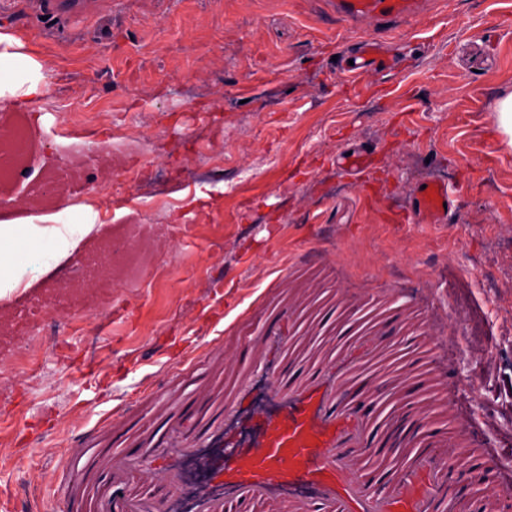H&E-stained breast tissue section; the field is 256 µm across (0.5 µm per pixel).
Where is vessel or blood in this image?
<instances>
[{
  "instance_id": "1",
  "label": "vessel or blood",
  "mask_w": 512,
  "mask_h": 512,
  "mask_svg": "<svg viewBox=\"0 0 512 512\" xmlns=\"http://www.w3.org/2000/svg\"><path fill=\"white\" fill-rule=\"evenodd\" d=\"M344 21L388 24L415 15L420 0H334ZM384 60L381 43L366 39L360 61L345 70L348 83L363 88L366 73ZM451 194L430 183L417 190L405 224L443 223ZM294 342L283 327L254 337L248 366L218 413L199 422L184 417L151 447L130 445L122 454L98 445L99 429L84 433L73 449L74 464L62 493L66 512H178L185 503L181 464L195 459L209 469L207 488L191 512H444L456 497L455 478L488 454L467 431L455 438L434 427L425 405L406 402L414 380L408 369L394 377L362 380L367 365L388 356L395 344L385 329L350 338L309 364L290 365ZM438 406L451 400L448 381L437 364L432 337H423ZM268 383L273 409L258 419L256 443L239 442L228 424L248 403L251 376ZM401 398L394 416L378 424L374 404L383 395ZM411 449L402 469L375 466L376 458Z\"/></svg>"
}]
</instances>
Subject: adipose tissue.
<instances>
[{"label": "adipose tissue", "mask_w": 512, "mask_h": 512, "mask_svg": "<svg viewBox=\"0 0 512 512\" xmlns=\"http://www.w3.org/2000/svg\"><path fill=\"white\" fill-rule=\"evenodd\" d=\"M48 74L42 61L26 52L20 37L0 33V106H21L44 98ZM48 224L0 225V299L24 294L28 269L54 272L76 248L77 239L57 242Z\"/></svg>", "instance_id": "1"}]
</instances>
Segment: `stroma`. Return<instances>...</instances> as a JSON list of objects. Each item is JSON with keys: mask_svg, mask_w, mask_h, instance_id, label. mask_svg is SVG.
Returning a JSON list of instances; mask_svg holds the SVG:
<instances>
[{"mask_svg": "<svg viewBox=\"0 0 512 512\" xmlns=\"http://www.w3.org/2000/svg\"><path fill=\"white\" fill-rule=\"evenodd\" d=\"M5 30L52 78L39 104L0 110L29 135L23 161L0 155L16 200L0 223L93 227L55 275L0 300V486L18 512H56L48 479L79 429L121 415L147 435L197 384L227 395L248 337L292 298L309 362L352 316L415 308L465 427L492 451L483 486L512 473V149L493 134L512 88L506 0H426L377 32L402 65L361 96L335 59L365 31L329 0H100L62 22L12 0ZM62 116L94 150H61ZM344 149L371 155L390 207L425 182L452 186L446 222H386L337 169ZM49 183L74 198L103 187L101 214L38 197ZM362 293L374 301L361 309ZM37 324L58 343L33 347ZM212 347L214 363L193 365Z\"/></svg>", "mask_w": 512, "mask_h": 512, "instance_id": "obj_1", "label": "stroma"}]
</instances>
